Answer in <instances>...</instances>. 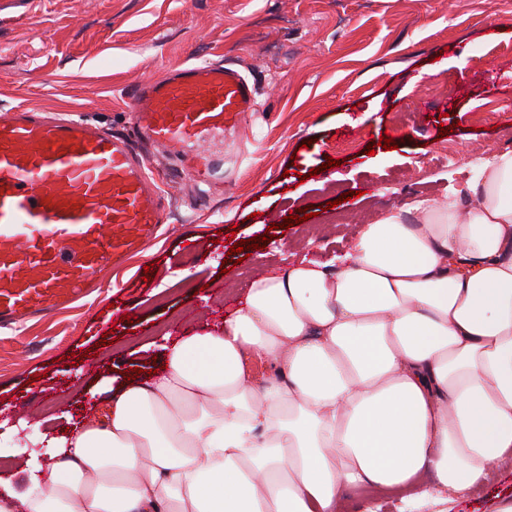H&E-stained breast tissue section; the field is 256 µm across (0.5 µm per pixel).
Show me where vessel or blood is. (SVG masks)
Returning <instances> with one entry per match:
<instances>
[{
    "instance_id": "vessel-or-blood-1",
    "label": "vessel or blood",
    "mask_w": 512,
    "mask_h": 512,
    "mask_svg": "<svg viewBox=\"0 0 512 512\" xmlns=\"http://www.w3.org/2000/svg\"><path fill=\"white\" fill-rule=\"evenodd\" d=\"M254 103L238 70L206 62L144 81L123 137L29 106L0 114V328L79 299L156 236L165 207L138 146L162 147L190 181L215 184L210 148Z\"/></svg>"
}]
</instances>
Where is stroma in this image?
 I'll return each instance as SVG.
<instances>
[{
    "mask_svg": "<svg viewBox=\"0 0 512 512\" xmlns=\"http://www.w3.org/2000/svg\"><path fill=\"white\" fill-rule=\"evenodd\" d=\"M213 61L256 89L254 112L224 133L223 190L198 194L155 160L167 206L156 239L92 296L0 330V478L15 490L48 454L27 436L92 410L103 381L154 368L164 336L220 324L261 272L344 252L352 229L338 211L367 224L443 200L512 149V0H0V113L67 111L123 134L139 84ZM328 158L335 172L322 171ZM308 205L313 223L283 228ZM271 225L265 249L223 272L229 238ZM108 331L116 339L101 345ZM511 496L512 459L449 502L360 488L340 512H495Z\"/></svg>",
    "mask_w": 512,
    "mask_h": 512,
    "instance_id": "stroma-1",
    "label": "stroma"
}]
</instances>
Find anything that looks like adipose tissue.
<instances>
[{
    "label": "adipose tissue",
    "mask_w": 512,
    "mask_h": 512,
    "mask_svg": "<svg viewBox=\"0 0 512 512\" xmlns=\"http://www.w3.org/2000/svg\"><path fill=\"white\" fill-rule=\"evenodd\" d=\"M162 363L49 439L0 512H337L363 486L480 484L512 455V151L335 264L259 274Z\"/></svg>",
    "instance_id": "obj_1"
}]
</instances>
